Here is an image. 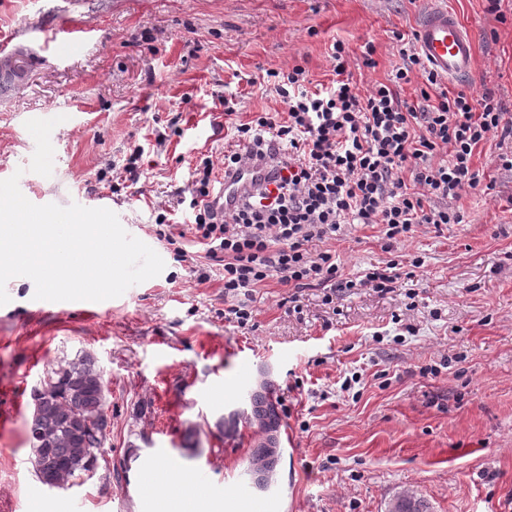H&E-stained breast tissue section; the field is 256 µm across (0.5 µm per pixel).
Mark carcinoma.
Returning <instances> with one entry per match:
<instances>
[{
  "mask_svg": "<svg viewBox=\"0 0 512 512\" xmlns=\"http://www.w3.org/2000/svg\"><path fill=\"white\" fill-rule=\"evenodd\" d=\"M105 389L103 373L86 351L56 361L33 389L30 463L42 484L63 489L95 471L110 427ZM246 419L258 421L264 434L252 450V459L261 461L262 467L250 475L266 484L280 458L275 445L281 423L268 387L251 391Z\"/></svg>",
  "mask_w": 512,
  "mask_h": 512,
  "instance_id": "1",
  "label": "carcinoma"
}]
</instances>
